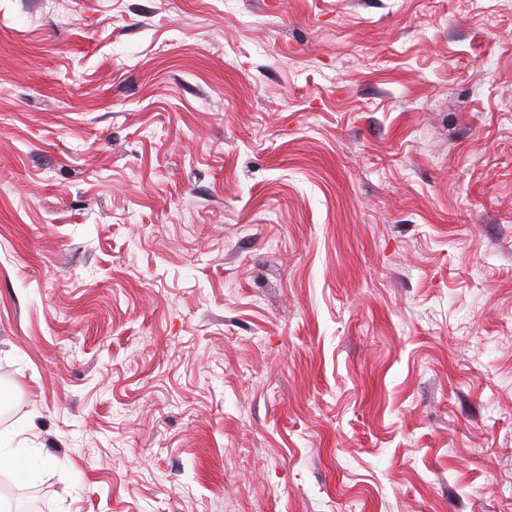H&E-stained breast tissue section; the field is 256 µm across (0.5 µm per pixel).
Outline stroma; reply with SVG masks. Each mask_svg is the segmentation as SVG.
I'll list each match as a JSON object with an SVG mask.
<instances>
[{"label":"stroma","mask_w":512,"mask_h":512,"mask_svg":"<svg viewBox=\"0 0 512 512\" xmlns=\"http://www.w3.org/2000/svg\"><path fill=\"white\" fill-rule=\"evenodd\" d=\"M15 512H512V0H0Z\"/></svg>","instance_id":"stroma-1"}]
</instances>
